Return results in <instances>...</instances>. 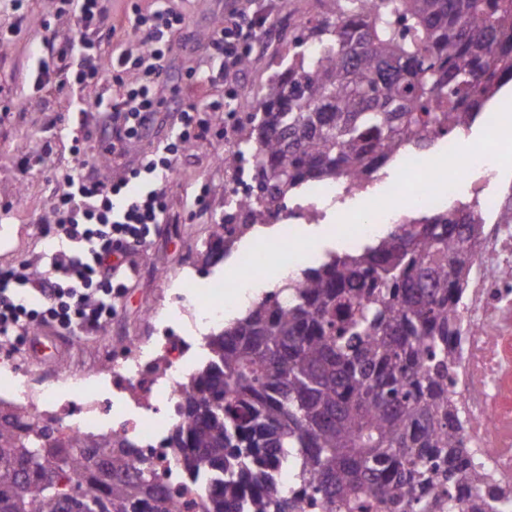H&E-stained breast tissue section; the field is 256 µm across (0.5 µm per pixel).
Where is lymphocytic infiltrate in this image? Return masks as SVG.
Instances as JSON below:
<instances>
[{
	"instance_id": "lymphocytic-infiltrate-1",
	"label": "lymphocytic infiltrate",
	"mask_w": 512,
	"mask_h": 512,
	"mask_svg": "<svg viewBox=\"0 0 512 512\" xmlns=\"http://www.w3.org/2000/svg\"><path fill=\"white\" fill-rule=\"evenodd\" d=\"M107 0H58L76 39L51 37L30 73L34 89H67L76 112H96L102 134L94 151L76 156L62 173L53 212L45 228L56 246L47 269L32 274L22 263L0 274V339L9 340L30 321L47 316L58 328L96 332L112 314L113 296L126 284L119 267L130 265L135 250L164 221L165 192L183 152L202 138L206 127L190 108L177 107L170 57L175 35L186 27L166 0L149 10L132 7L112 20ZM263 16L232 0L221 25L205 35L210 60L188 65L186 74L204 87L239 72L243 57L259 46ZM96 87L94 100L83 91ZM178 111L179 119L165 141L150 145L116 182L101 173L104 159H120L139 142L159 113Z\"/></svg>"
}]
</instances>
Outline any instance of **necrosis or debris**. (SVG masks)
<instances>
[{"label": "necrosis or debris", "mask_w": 512, "mask_h": 512, "mask_svg": "<svg viewBox=\"0 0 512 512\" xmlns=\"http://www.w3.org/2000/svg\"><path fill=\"white\" fill-rule=\"evenodd\" d=\"M453 155L449 143L434 151L404 153L398 175L390 182L346 174L317 182L289 204L288 221L319 223L328 209L358 200L360 216L347 239L348 247H355L359 239L373 236L378 225L403 223L413 212L446 209L453 189L439 181ZM495 156V143L485 141L458 175L470 182L480 200L484 222L464 291V326L448 339L452 360L448 399L460 411L458 435L465 450L485 476L482 491L467 482L455 488L454 500L463 512H480L483 494L495 497L499 512H512V225L497 223L504 201L488 190L498 176ZM237 283L233 300L264 295L265 283L252 271H239ZM233 300L202 304L171 291L169 303L186 316L190 336L172 335L160 310L148 309L145 319L151 335L128 338L103 367L77 370L71 379L77 392L73 399L62 396L52 376L33 378L29 367L7 358L11 374L0 386V405L19 414H40L68 435L100 432L134 439L146 462L156 465L159 481L177 491L174 512H186L177 451L169 447L165 431L179 419L181 389L202 346L201 330L223 325Z\"/></svg>", "instance_id": "4bbe7bcc"}]
</instances>
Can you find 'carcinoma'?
Returning <instances> with one entry per match:
<instances>
[{
  "instance_id": "cac0c4a2",
  "label": "carcinoma",
  "mask_w": 512,
  "mask_h": 512,
  "mask_svg": "<svg viewBox=\"0 0 512 512\" xmlns=\"http://www.w3.org/2000/svg\"><path fill=\"white\" fill-rule=\"evenodd\" d=\"M245 106L243 143L269 224L303 185L366 178L402 152L469 129L512 82V0H325ZM476 205L411 218L334 254L210 336L167 436L200 512H455L468 468L448 405V337L474 243ZM293 462L299 493L280 484ZM171 512L128 439L63 437L0 415V512Z\"/></svg>"
}]
</instances>
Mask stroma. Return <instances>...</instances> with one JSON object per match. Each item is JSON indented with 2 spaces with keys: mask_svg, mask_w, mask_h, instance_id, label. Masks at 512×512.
Masks as SVG:
<instances>
[{
  "mask_svg": "<svg viewBox=\"0 0 512 512\" xmlns=\"http://www.w3.org/2000/svg\"><path fill=\"white\" fill-rule=\"evenodd\" d=\"M253 12L265 16L261 48L251 69L230 83L201 91L185 74L182 52L171 61L172 79L180 88L182 105L201 104L206 96L237 100L252 97L279 69L288 52V23L323 17L322 0H250ZM191 30L203 34L223 21L224 0H172ZM30 23L21 38L0 52V271L25 262L39 268L49 239L43 233L52 214L59 175L74 159L78 139L99 126L94 112L76 113L70 96L55 87L33 90L26 82L32 50L48 34L71 35L67 19L58 17L57 0H29ZM205 137L185 152L168 184L167 222L140 248L124 293L114 301L112 315L81 342L65 339L64 352L53 367L59 378L86 366L102 365L125 337L144 332L147 309L165 298L167 288H184L200 299L228 292L237 276L236 257L260 248L282 250L288 225L273 222L256 229L232 247L215 239L214 226L224 216V194L237 176L225 167L224 154L235 151L250 116L235 112H202Z\"/></svg>",
  "mask_w": 512,
  "mask_h": 512,
  "instance_id": "obj_1",
  "label": "stroma"
}]
</instances>
